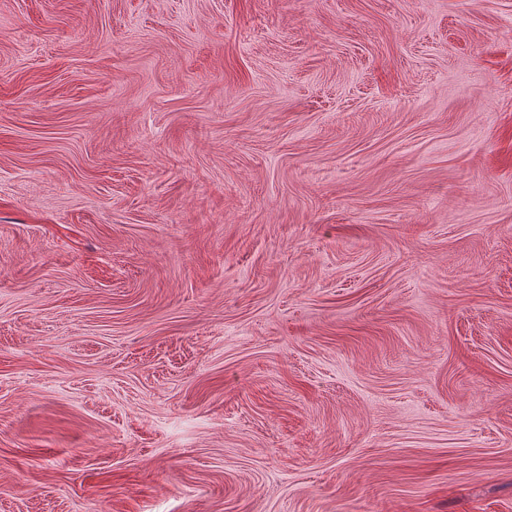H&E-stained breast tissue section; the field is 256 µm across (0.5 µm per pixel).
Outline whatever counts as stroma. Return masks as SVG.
<instances>
[{
    "label": "stroma",
    "mask_w": 512,
    "mask_h": 512,
    "mask_svg": "<svg viewBox=\"0 0 512 512\" xmlns=\"http://www.w3.org/2000/svg\"><path fill=\"white\" fill-rule=\"evenodd\" d=\"M0 512H512V0H0Z\"/></svg>",
    "instance_id": "1"
}]
</instances>
